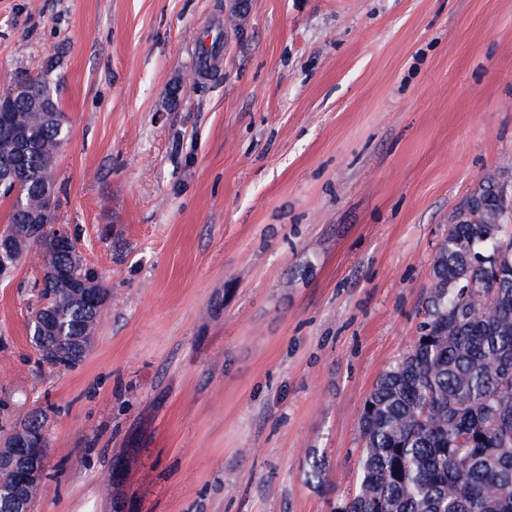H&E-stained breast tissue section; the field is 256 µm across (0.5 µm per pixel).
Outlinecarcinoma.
Listing matches in <instances>:
<instances>
[{"mask_svg": "<svg viewBox=\"0 0 512 512\" xmlns=\"http://www.w3.org/2000/svg\"><path fill=\"white\" fill-rule=\"evenodd\" d=\"M70 133L63 112H38L13 99L0 112V195L11 202L0 251L19 262L42 251L40 298L29 322L49 318L31 337L39 360L58 369L89 351L107 290L72 246L60 250L42 225L40 197L55 179ZM28 139L16 163L18 136ZM460 211L433 266L425 320L408 353L377 379L359 417L357 479L333 512H512V209L487 177ZM46 414H29L0 435L12 448Z\"/></svg>", "mask_w": 512, "mask_h": 512, "instance_id": "1", "label": "carcinoma"}]
</instances>
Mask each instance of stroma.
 I'll use <instances>...</instances> for the list:
<instances>
[{
    "label": "stroma",
    "instance_id": "1",
    "mask_svg": "<svg viewBox=\"0 0 512 512\" xmlns=\"http://www.w3.org/2000/svg\"><path fill=\"white\" fill-rule=\"evenodd\" d=\"M36 75L108 301L57 370L39 250L0 280V428L47 415L32 512H332L449 225L484 177L512 198V0H0V93Z\"/></svg>",
    "mask_w": 512,
    "mask_h": 512
}]
</instances>
